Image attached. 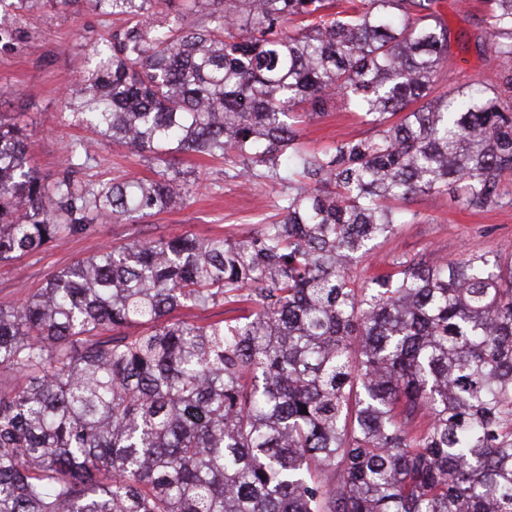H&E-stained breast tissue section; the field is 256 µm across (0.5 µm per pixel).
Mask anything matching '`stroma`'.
Instances as JSON below:
<instances>
[{"mask_svg":"<svg viewBox=\"0 0 512 512\" xmlns=\"http://www.w3.org/2000/svg\"><path fill=\"white\" fill-rule=\"evenodd\" d=\"M437 9L450 29L451 57L439 70L435 94L473 80L493 79V65L483 60L474 44L484 28L483 0H439ZM121 24V18L101 16L89 10L84 0H77L67 12L30 15L24 39L13 51L0 53V89L9 94V111L19 113L27 126L29 152L44 181H53L60 173L65 143L87 135L77 117L63 108L61 95L89 69V38ZM300 128L301 141L311 150L373 134L370 125L362 123L357 112L341 100L326 115L305 118ZM169 168L195 182L194 193L183 208L133 223H98L84 233L63 234L43 249L1 262L0 301L27 297L53 272L96 254L106 244L183 234L235 238L277 219L279 184L242 185L225 177L223 161L195 153L172 157ZM158 170V165L137 151L110 144L98 147L95 162L82 178L93 185L130 177L154 179ZM402 207L413 213V220L378 240L372 256L352 269L354 279L364 280L390 269L393 262L414 256L463 259L512 252V205L473 211L448 192L419 196L403 202Z\"/></svg>","mask_w":512,"mask_h":512,"instance_id":"obj_1","label":"stroma"}]
</instances>
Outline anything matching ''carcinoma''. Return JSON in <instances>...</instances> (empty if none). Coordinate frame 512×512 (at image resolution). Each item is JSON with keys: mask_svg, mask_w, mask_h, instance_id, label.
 I'll list each match as a JSON object with an SVG mask.
<instances>
[{"mask_svg": "<svg viewBox=\"0 0 512 512\" xmlns=\"http://www.w3.org/2000/svg\"><path fill=\"white\" fill-rule=\"evenodd\" d=\"M76 2L0 0V50ZM87 3L129 22L89 38L63 107L93 137L53 182L0 100V262L192 194L178 173L86 183L96 144L221 158L282 186L281 220L106 246L0 302L20 378L0 395V512H512V255L350 275L406 223L397 200L512 204V0H485L475 41L497 81L435 97V0ZM338 96L374 135L305 149L298 107Z\"/></svg>", "mask_w": 512, "mask_h": 512, "instance_id": "carcinoma-1", "label": "carcinoma"}]
</instances>
